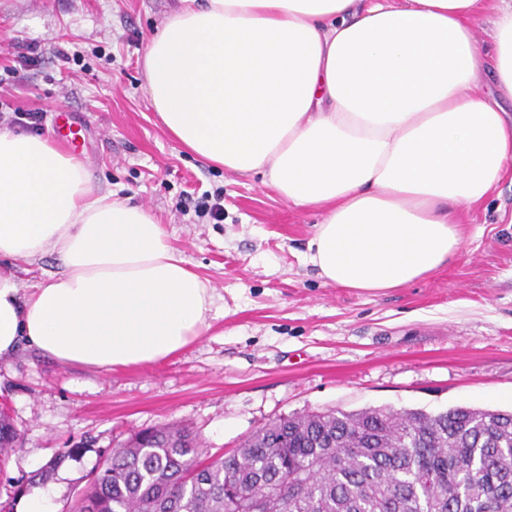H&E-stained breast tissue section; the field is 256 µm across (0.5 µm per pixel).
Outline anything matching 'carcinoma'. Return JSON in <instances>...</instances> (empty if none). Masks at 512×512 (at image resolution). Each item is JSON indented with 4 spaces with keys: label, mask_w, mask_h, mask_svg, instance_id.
Here are the masks:
<instances>
[{
    "label": "carcinoma",
    "mask_w": 512,
    "mask_h": 512,
    "mask_svg": "<svg viewBox=\"0 0 512 512\" xmlns=\"http://www.w3.org/2000/svg\"><path fill=\"white\" fill-rule=\"evenodd\" d=\"M18 440L0 410V465ZM186 427L112 453L75 512H512V412L375 407L292 415L224 458Z\"/></svg>",
    "instance_id": "carcinoma-1"
}]
</instances>
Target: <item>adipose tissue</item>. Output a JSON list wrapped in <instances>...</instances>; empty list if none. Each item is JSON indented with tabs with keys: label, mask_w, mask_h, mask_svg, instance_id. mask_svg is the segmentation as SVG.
<instances>
[{
	"label": "adipose tissue",
	"mask_w": 512,
	"mask_h": 512,
	"mask_svg": "<svg viewBox=\"0 0 512 512\" xmlns=\"http://www.w3.org/2000/svg\"><path fill=\"white\" fill-rule=\"evenodd\" d=\"M177 0L151 36L144 89L185 149L323 219L305 259L325 283L382 291L448 263L458 213L512 166V0ZM489 74L494 91L476 88ZM56 255L22 291L0 271V359H165L210 326L212 288L146 208L93 189L43 134L0 129V261Z\"/></svg>",
	"instance_id": "obj_1"
}]
</instances>
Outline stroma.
Here are the masks:
<instances>
[{
	"mask_svg": "<svg viewBox=\"0 0 512 512\" xmlns=\"http://www.w3.org/2000/svg\"><path fill=\"white\" fill-rule=\"evenodd\" d=\"M173 5L0 0V127L19 107L54 129L68 108L91 184L151 211L215 295L210 328L156 363L62 366L26 345L1 359L0 408L22 436L1 503L49 488L72 512L114 448L164 424L218 458L284 416L512 408V173L464 213L465 244L440 270L381 292L324 283L304 259L321 211L215 168L153 112L143 57ZM218 188L223 222L197 219L194 198Z\"/></svg>",
	"mask_w": 512,
	"mask_h": 512,
	"instance_id": "stroma-1",
	"label": "stroma"
}]
</instances>
